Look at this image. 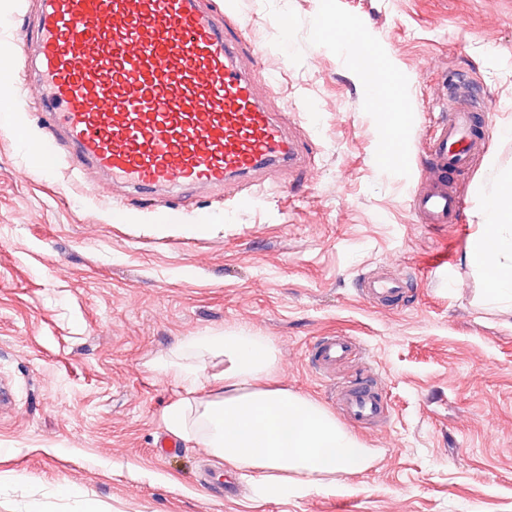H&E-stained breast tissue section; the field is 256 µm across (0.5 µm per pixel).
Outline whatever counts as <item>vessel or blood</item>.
I'll list each match as a JSON object with an SVG mask.
<instances>
[{"instance_id":"obj_1","label":"vessel or blood","mask_w":512,"mask_h":512,"mask_svg":"<svg viewBox=\"0 0 512 512\" xmlns=\"http://www.w3.org/2000/svg\"><path fill=\"white\" fill-rule=\"evenodd\" d=\"M37 51L29 65L44 91L42 135L32 150L45 170L68 162L73 171L102 176L91 192L115 184L140 193L198 185L222 186L271 164L296 165L302 150L255 97L237 66L236 38L200 0H40ZM387 90L365 95L380 122H389L400 96L398 75ZM462 81H454L429 140L430 183L413 198L424 224H457L462 206L454 173L469 166L485 143L475 136L479 115ZM407 283L373 276L362 291L385 303ZM351 344L322 338L314 363L333 368ZM348 417L365 424L384 402L368 382L342 391Z\"/></svg>"}]
</instances>
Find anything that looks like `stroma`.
Returning <instances> with one entry per match:
<instances>
[{
	"mask_svg": "<svg viewBox=\"0 0 512 512\" xmlns=\"http://www.w3.org/2000/svg\"><path fill=\"white\" fill-rule=\"evenodd\" d=\"M243 45L257 100L285 123L304 162L223 189L198 186L181 224L162 192L90 196L94 171H45L31 145L43 99L18 54L36 0H0V512H512V311L489 302L465 259L482 230L483 193L512 170V0H205ZM356 28L404 79L386 134L352 60ZM465 75L491 132L455 174L458 224L418 223L425 153L443 80ZM262 187L249 207L224 200ZM122 205L126 223L112 221ZM447 255L448 265L431 262ZM410 278L390 306L361 292L380 270ZM249 327L277 348L272 383L332 414L367 448L369 468L300 494L264 498L209 449L168 436L165 409L184 398L155 361L186 337ZM324 336L353 354L334 373L309 362ZM376 382L389 405L353 423L337 385Z\"/></svg>",
	"mask_w": 512,
	"mask_h": 512,
	"instance_id": "obj_1",
	"label": "stroma"
}]
</instances>
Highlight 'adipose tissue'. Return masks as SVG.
<instances>
[{
	"instance_id": "ef3b65f1",
	"label": "adipose tissue",
	"mask_w": 512,
	"mask_h": 512,
	"mask_svg": "<svg viewBox=\"0 0 512 512\" xmlns=\"http://www.w3.org/2000/svg\"><path fill=\"white\" fill-rule=\"evenodd\" d=\"M482 219L467 259L482 273L488 297L512 307V175L486 194ZM276 364L273 343L248 330L189 337L154 365L187 393L167 408L165 426L250 476L266 496L316 489L367 469L368 450L335 417L298 393L268 386Z\"/></svg>"
}]
</instances>
